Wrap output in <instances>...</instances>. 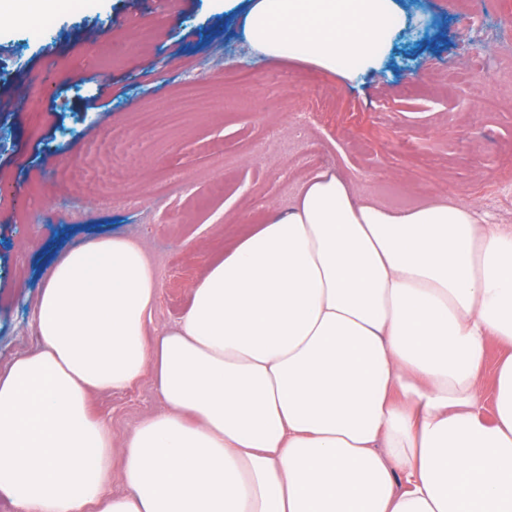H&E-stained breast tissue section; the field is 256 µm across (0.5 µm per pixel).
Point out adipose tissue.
<instances>
[{"instance_id":"adipose-tissue-1","label":"adipose tissue","mask_w":512,"mask_h":512,"mask_svg":"<svg viewBox=\"0 0 512 512\" xmlns=\"http://www.w3.org/2000/svg\"><path fill=\"white\" fill-rule=\"evenodd\" d=\"M400 23L395 0H250L245 34L325 70L354 58L351 81ZM157 292L122 237L53 265L43 348L0 368V498L16 512H512L511 224L443 200L393 210L320 169L206 263L151 339ZM493 343L507 355L490 374ZM147 372L165 408L126 436L115 495L90 395Z\"/></svg>"}]
</instances>
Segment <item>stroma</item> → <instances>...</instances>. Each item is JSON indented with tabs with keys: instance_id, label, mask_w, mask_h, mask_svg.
Segmentation results:
<instances>
[{
	"instance_id": "obj_1",
	"label": "stroma",
	"mask_w": 512,
	"mask_h": 512,
	"mask_svg": "<svg viewBox=\"0 0 512 512\" xmlns=\"http://www.w3.org/2000/svg\"><path fill=\"white\" fill-rule=\"evenodd\" d=\"M396 3L405 22L381 67L353 81L296 48L252 50L248 0L229 11L224 0H61L46 19L0 15V82L24 101L0 111V363L41 347L34 302L68 250L112 235L139 243L159 281L156 337L184 313L207 259L244 232L240 215L287 210L319 169L362 196L381 199L390 183L412 204L449 199L512 225V44L498 42L512 0ZM132 26L147 38L130 49ZM45 67L54 83L29 87ZM101 85L104 107L85 109ZM181 92L208 104L173 123ZM219 178L224 192L211 194ZM163 408L148 372L124 393L92 395L112 431L113 493L125 491V436Z\"/></svg>"
}]
</instances>
